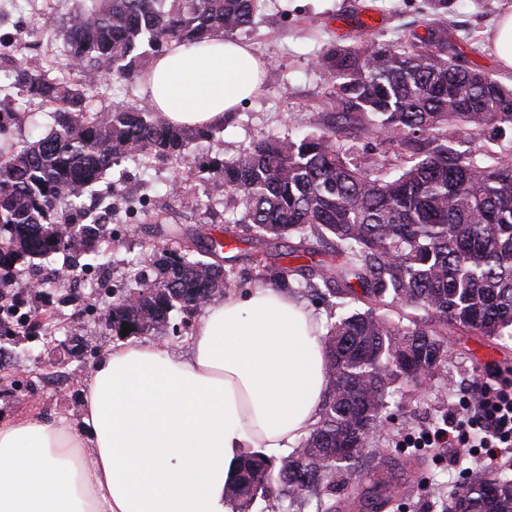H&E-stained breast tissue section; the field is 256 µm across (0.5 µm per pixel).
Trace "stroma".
Returning <instances> with one entry per match:
<instances>
[{
  "label": "stroma",
  "mask_w": 512,
  "mask_h": 512,
  "mask_svg": "<svg viewBox=\"0 0 512 512\" xmlns=\"http://www.w3.org/2000/svg\"><path fill=\"white\" fill-rule=\"evenodd\" d=\"M445 17L461 55L460 62L493 74L512 85V69H504L491 46V30L496 18L512 10V0H447ZM79 0H0V43L13 45L17 60L29 69L51 70L59 77H74L63 41H47L41 33L43 22L65 28ZM370 11L377 26H357L360 13ZM433 0H262L252 29L233 32V39L249 44L255 55L266 60L267 68L259 92L243 102L238 112L217 127L212 139L190 146L191 165L167 160H125L112 167L95 186L100 195L112 196V241L97 258L111 282L93 280L72 287L62 282L51 288H32L28 266L18 268L17 285L31 288L38 304L52 303L56 327L50 336H0L7 355L0 360V419L4 420L36 408L50 418L73 420L82 408V388L99 352L121 346L125 337L115 335L106 320L117 291L133 287L136 273H152V263L164 247H179L182 234L193 236L196 244L191 258H200V244L220 235L225 227L240 219L242 208L235 196L212 193L216 179L205 165L210 161H230L253 141L269 135L298 140L314 132L317 120L331 110L333 80L317 64L325 48L334 42L355 46L372 39L379 43L404 45L423 34V24L435 17ZM344 18L348 34L336 35V20ZM25 24L27 34L14 45L15 29ZM140 83L108 75L88 89L87 104L96 112L118 103L138 104ZM55 105L20 95L12 70L0 68V112L18 113V121L8 135L16 145L44 136L53 125ZM181 182L183 194L172 190ZM195 202L193 213H185L183 196ZM297 237L264 243L241 242L225 270L235 276L239 288L256 283L267 266H295L289 247ZM79 326L91 345L76 342L72 326ZM197 319L181 310H172L166 322L138 336L141 344H162L171 352L187 355L191 330ZM450 380L433 379L404 383L393 393L390 404L405 416L410 429L385 435L382 447L395 459L394 473L401 485V499L390 502L381 512H441L436 492H448L464 469L478 470L480 455L463 447L443 448L439 455L404 457L414 436L422 430L442 425L457 413L460 403H474L483 387L505 388L512 392V348H489L485 338L449 332ZM492 349V359L482 350ZM464 394V401L448 395Z\"/></svg>",
  "instance_id": "obj_1"
}]
</instances>
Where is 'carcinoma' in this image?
Masks as SVG:
<instances>
[{
  "label": "carcinoma",
  "mask_w": 512,
  "mask_h": 512,
  "mask_svg": "<svg viewBox=\"0 0 512 512\" xmlns=\"http://www.w3.org/2000/svg\"><path fill=\"white\" fill-rule=\"evenodd\" d=\"M89 2L63 34L79 80L14 69L23 95L59 108L47 136L0 154V300L20 264L99 255L107 225L63 222L60 203L80 201L129 155L180 164L192 140L213 136L212 128L173 126L147 105L92 113L87 87L108 73L136 79L165 46L250 28L257 12L256 0ZM425 29L406 45H330L319 65L335 80L331 121L300 140L268 136L232 161L208 163L219 174L215 188L241 197L240 223L256 241L311 233L341 258L285 267L271 281L299 275L317 300L366 305L328 325L327 384L313 430L284 457L242 459L226 488L235 512L273 493L287 503L284 512L312 501L316 512H340L338 481L362 512H378L393 499L382 480L391 461L379 447L390 387L426 370L447 374L450 327L500 348L512 342V85L460 66L445 21ZM485 129L497 149H457L454 132ZM369 131L396 148V176L357 162L345 147L349 135ZM155 266V277H140L112 302L107 321L116 333L125 323L131 336L147 333L175 305L196 314L235 287L224 265L175 249ZM397 307L412 312L395 319ZM52 327V312L39 308L22 332L50 336ZM368 455L382 467L365 471ZM438 503L442 512H512V477L477 472Z\"/></svg>",
  "instance_id": "1"
}]
</instances>
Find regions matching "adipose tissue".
<instances>
[{
  "mask_svg": "<svg viewBox=\"0 0 512 512\" xmlns=\"http://www.w3.org/2000/svg\"><path fill=\"white\" fill-rule=\"evenodd\" d=\"M266 63L215 36L172 44L141 78L175 125L216 126L257 93ZM324 347L306 304L260 283L206 308L191 353H100L78 421H0V512H234L246 450L280 457L317 423Z\"/></svg>",
  "mask_w": 512,
  "mask_h": 512,
  "instance_id": "adipose-tissue-1",
  "label": "adipose tissue"
}]
</instances>
